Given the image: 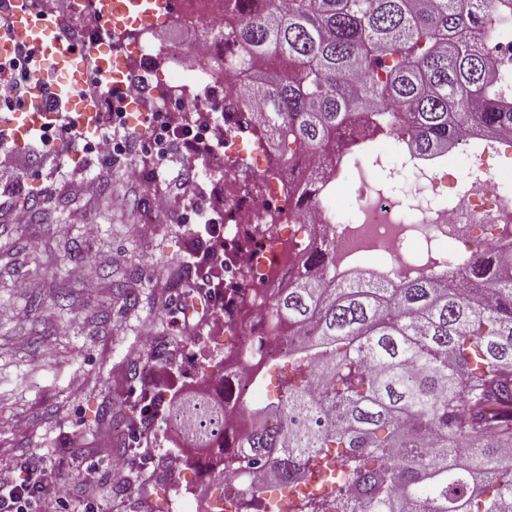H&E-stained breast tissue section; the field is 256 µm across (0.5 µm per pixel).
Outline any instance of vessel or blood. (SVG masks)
Segmentation results:
<instances>
[{"label":"vessel or blood","mask_w":512,"mask_h":512,"mask_svg":"<svg viewBox=\"0 0 512 512\" xmlns=\"http://www.w3.org/2000/svg\"><path fill=\"white\" fill-rule=\"evenodd\" d=\"M173 0H96L95 12L107 30L115 31L133 16L171 12ZM35 0H0V63L30 51L32 82L23 103L0 117V142L16 149L29 146L59 113L85 132H95L96 97L85 93L91 73L105 89L123 78L125 69L106 49L79 48L58 25L43 24Z\"/></svg>","instance_id":"1"}]
</instances>
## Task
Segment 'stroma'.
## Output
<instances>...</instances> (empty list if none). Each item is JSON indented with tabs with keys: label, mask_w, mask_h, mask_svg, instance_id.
Segmentation results:
<instances>
[{
	"label": "stroma",
	"mask_w": 512,
	"mask_h": 512,
	"mask_svg": "<svg viewBox=\"0 0 512 512\" xmlns=\"http://www.w3.org/2000/svg\"><path fill=\"white\" fill-rule=\"evenodd\" d=\"M57 152L65 171L54 176L44 157L20 150L25 187L0 192V418L27 421L24 430H0V477L12 480L27 458L42 454L62 495L93 496L98 512H171L184 486L198 488L201 512H212L208 474L191 464L167 471V457L183 444L166 405L156 408L147 451L125 454L118 446L126 418L138 412L135 370L169 384L203 371L214 384L224 374V331L176 325L163 307L192 303L187 260L203 244L159 207L166 181L153 175L148 157L133 155L152 177L134 206L118 209L112 166L64 142ZM88 169L103 184L92 202L75 185ZM24 203L29 223H12L13 207ZM89 224L98 227L91 239ZM90 280L97 292L85 290ZM134 353L140 366L129 362ZM117 373L127 375L124 385L114 383ZM93 467L89 486L85 471Z\"/></svg>",
	"instance_id": "35a3bbf8"
}]
</instances>
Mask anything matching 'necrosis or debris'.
<instances>
[{"label": "necrosis or debris", "mask_w": 512, "mask_h": 512, "mask_svg": "<svg viewBox=\"0 0 512 512\" xmlns=\"http://www.w3.org/2000/svg\"><path fill=\"white\" fill-rule=\"evenodd\" d=\"M156 32L153 26L140 27L125 59L130 64L161 61L166 83L155 82L151 67L142 72L152 96L168 112L193 108L207 93L209 58L195 45L159 47ZM478 41L490 49L512 89V25L494 24L479 33ZM201 116L205 125L223 127L224 178L234 184L224 203L230 226L224 238V284L236 286L239 296L224 367L236 374L243 398L258 399L257 371L281 359L296 342L292 336L270 335L258 296L303 275L298 256L318 228L336 240V261L324 271L336 282L355 280L367 270L374 280L396 285L444 271L449 284L461 285L469 280L475 256L491 252L500 259L512 253V160H504L501 140H489L482 127H471L460 140L458 166L415 158L399 140L366 160L328 155L323 164L333 171L332 183L349 181L354 202L345 210L327 193L305 212L272 155L259 159L242 149L246 126L225 124L216 111L205 109ZM259 168L266 178L261 189L244 176ZM241 269L249 277L235 281L232 273Z\"/></svg>", "instance_id": "necrosis-or-debris-1"}]
</instances>
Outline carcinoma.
<instances>
[{"label":"carcinoma","mask_w":512,"mask_h":512,"mask_svg":"<svg viewBox=\"0 0 512 512\" xmlns=\"http://www.w3.org/2000/svg\"><path fill=\"white\" fill-rule=\"evenodd\" d=\"M238 17L208 36L224 47L215 82L293 173L307 154L346 150L349 125L402 136L421 159L441 155L473 124L512 138V97L474 28L512 14V0H224ZM298 200L321 184L299 182ZM323 237L306 262L333 266ZM472 284L435 275L392 288L362 279L297 278L262 299L294 376L252 406L241 437L224 431L238 399L171 404L168 418L213 461L220 499L273 500L293 512H512V268L474 259ZM238 477L239 486L225 482Z\"/></svg>","instance_id":"carcinoma-1"}]
</instances>
